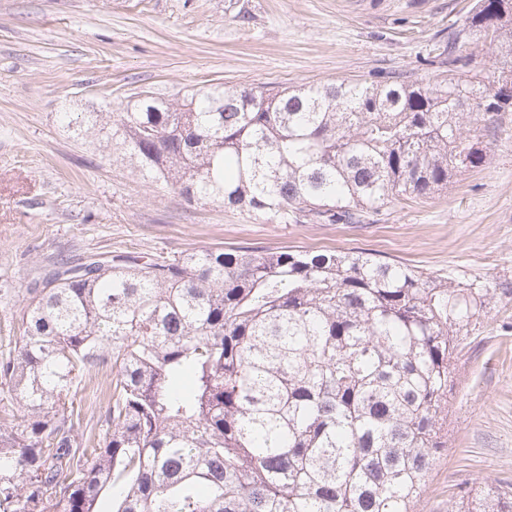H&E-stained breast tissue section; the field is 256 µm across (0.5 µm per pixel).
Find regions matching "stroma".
<instances>
[{"instance_id": "35a3bbf8", "label": "stroma", "mask_w": 512, "mask_h": 512, "mask_svg": "<svg viewBox=\"0 0 512 512\" xmlns=\"http://www.w3.org/2000/svg\"><path fill=\"white\" fill-rule=\"evenodd\" d=\"M476 0H0V345L15 341L20 292L48 260L85 252L169 257L192 249L373 254L434 276L512 283V112L485 164L427 197L396 198L362 224H265L184 201L142 179L120 148L67 132L102 100L148 91L174 102L205 84L286 87L403 75L429 63ZM105 376L79 392V439L99 434ZM512 483V295L498 294L455 362L448 446L418 512L453 492Z\"/></svg>"}]
</instances>
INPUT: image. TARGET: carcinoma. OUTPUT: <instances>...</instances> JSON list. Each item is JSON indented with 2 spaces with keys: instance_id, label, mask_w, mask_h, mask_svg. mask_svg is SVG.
I'll return each instance as SVG.
<instances>
[{
  "instance_id": "obj_1",
  "label": "carcinoma",
  "mask_w": 512,
  "mask_h": 512,
  "mask_svg": "<svg viewBox=\"0 0 512 512\" xmlns=\"http://www.w3.org/2000/svg\"><path fill=\"white\" fill-rule=\"evenodd\" d=\"M452 69L416 81L198 87L124 112L64 111L120 141L188 203L267 224L353 223L483 165L512 100V0H478ZM0 353V512H416L448 444L453 366L496 289L367 253L109 251L60 257L22 289ZM110 371L102 436L77 438L84 383ZM448 512H512V488Z\"/></svg>"
}]
</instances>
